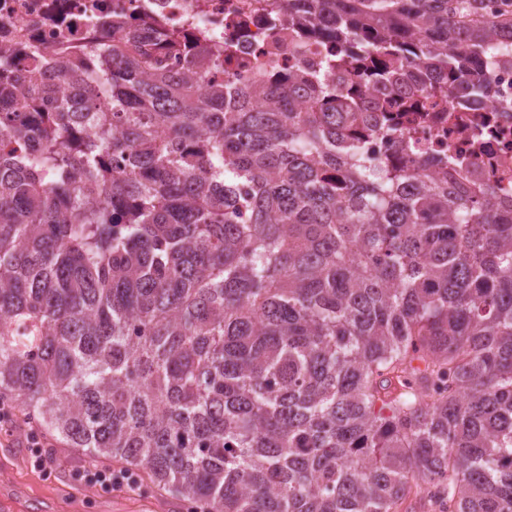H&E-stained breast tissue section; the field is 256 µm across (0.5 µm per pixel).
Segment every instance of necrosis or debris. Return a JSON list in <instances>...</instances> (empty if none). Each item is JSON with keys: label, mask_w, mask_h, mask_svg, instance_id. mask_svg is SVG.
I'll return each instance as SVG.
<instances>
[{"label": "necrosis or debris", "mask_w": 512, "mask_h": 512, "mask_svg": "<svg viewBox=\"0 0 512 512\" xmlns=\"http://www.w3.org/2000/svg\"><path fill=\"white\" fill-rule=\"evenodd\" d=\"M115 14L135 21L151 16L166 29L206 36L219 47L233 42L248 63L234 73L236 85L258 80L249 63L260 56L281 70L321 68L316 46H292L274 27L268 0H0V48L33 45L52 51L107 40L110 32L96 23ZM488 79V95L465 116L455 112V100L435 93L438 111L410 124L411 145L401 159L413 169L461 168L494 185L507 203L512 201V63L496 65Z\"/></svg>", "instance_id": "4bbe7bcc"}]
</instances>
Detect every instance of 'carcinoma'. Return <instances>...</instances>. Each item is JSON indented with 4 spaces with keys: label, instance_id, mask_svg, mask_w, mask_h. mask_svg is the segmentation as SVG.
Here are the masks:
<instances>
[{
    "label": "carcinoma",
    "instance_id": "cac0c4a2",
    "mask_svg": "<svg viewBox=\"0 0 512 512\" xmlns=\"http://www.w3.org/2000/svg\"><path fill=\"white\" fill-rule=\"evenodd\" d=\"M483 2L274 0L331 82L118 16L48 76L0 50L18 420L191 512H512V204L363 149L488 93ZM393 137L394 135L381 133L369 137L364 145L366 155L373 160H378L384 155L392 153L396 147L391 139Z\"/></svg>",
    "mask_w": 512,
    "mask_h": 512
}]
</instances>
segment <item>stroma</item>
Segmentation results:
<instances>
[{
	"mask_svg": "<svg viewBox=\"0 0 512 512\" xmlns=\"http://www.w3.org/2000/svg\"><path fill=\"white\" fill-rule=\"evenodd\" d=\"M50 455L51 468L39 464ZM88 459L54 442L33 447L27 426L0 424V490L17 495L20 512H184L165 493L146 485L103 486L89 482Z\"/></svg>",
	"mask_w": 512,
	"mask_h": 512,
	"instance_id": "1",
	"label": "stroma"
}]
</instances>
